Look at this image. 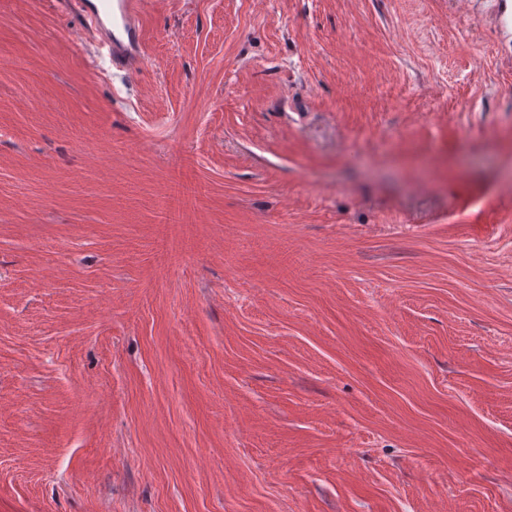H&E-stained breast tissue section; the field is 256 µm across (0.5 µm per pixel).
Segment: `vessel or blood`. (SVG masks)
I'll use <instances>...</instances> for the list:
<instances>
[{
	"mask_svg": "<svg viewBox=\"0 0 512 512\" xmlns=\"http://www.w3.org/2000/svg\"><path fill=\"white\" fill-rule=\"evenodd\" d=\"M91 20L92 37L106 47L112 65L138 70L143 59L141 0H68Z\"/></svg>",
	"mask_w": 512,
	"mask_h": 512,
	"instance_id": "1",
	"label": "vessel or blood"
}]
</instances>
